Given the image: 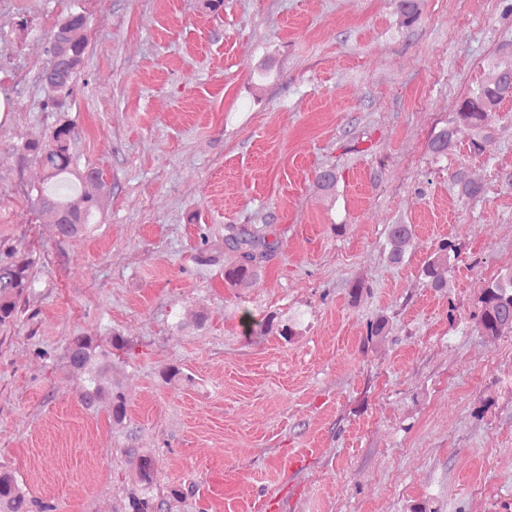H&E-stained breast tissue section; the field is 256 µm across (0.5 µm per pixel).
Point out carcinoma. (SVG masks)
Masks as SVG:
<instances>
[{
    "mask_svg": "<svg viewBox=\"0 0 512 512\" xmlns=\"http://www.w3.org/2000/svg\"><path fill=\"white\" fill-rule=\"evenodd\" d=\"M65 14L67 24L64 35L51 36L47 53L50 61L40 81L45 90L41 111L59 115L49 134L41 141L28 142L23 150L36 157L43 173L41 185L27 189L35 214L47 216L64 238L90 235L95 231L94 216L100 199L112 193L99 171L82 170L73 153L76 139L75 124L65 117L68 103L75 90V78L84 65L88 40L87 18L81 0H71ZM404 23L412 25L419 18V0H399ZM512 99V69L498 71L488 80L469 91L460 101L453 118L434 132L428 142L429 152L436 158L448 157V147L463 129L475 132L471 148L483 153L493 143L491 122L501 104ZM77 180L80 191L62 193L56 186ZM448 180L458 198L474 200L481 197L483 185L470 179L465 170L458 168ZM338 177L333 168L317 175L318 187L333 195ZM415 235L412 224H392L385 248L386 259L400 265L409 258V249ZM204 247L200 258L205 263H224V285L238 288L250 284L260 275L263 262L276 244L256 226H224V237L217 238L207 232L199 235ZM461 253L459 245L448 239L437 242L421 266L426 285L435 291L448 287L446 274L451 272ZM34 260L15 246L0 245V325L17 319L22 304L35 289L32 275ZM477 325L489 338L502 335L512 328V266L501 269L479 291L476 298ZM243 328L251 334H275L285 342L302 335V321L298 316L271 314L261 321L252 320L244 313ZM389 319L380 315L367 324L363 345L383 341L388 334ZM130 348L122 336H73L69 340L63 359L66 366L82 373L84 385L79 392L80 403L87 409L105 406L112 425L129 440L136 428L128 422L126 399L119 386L107 379L113 368L116 352ZM126 454L135 459L132 472V490L128 496L126 512H170L171 501L183 496L177 489L164 497L156 492L157 475L152 455L142 448H126ZM33 502L14 475L0 472V512H32Z\"/></svg>",
    "mask_w": 512,
    "mask_h": 512,
    "instance_id": "carcinoma-1",
    "label": "carcinoma"
}]
</instances>
